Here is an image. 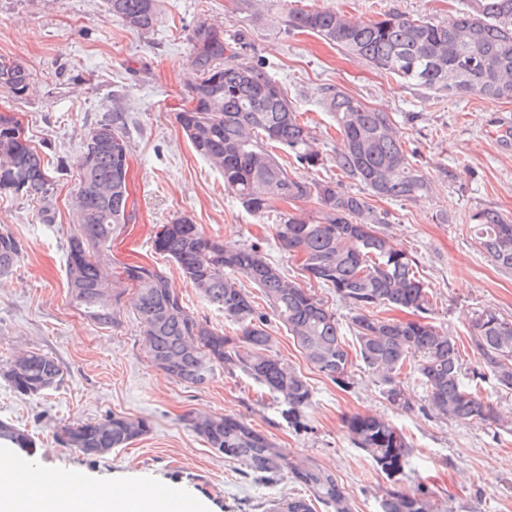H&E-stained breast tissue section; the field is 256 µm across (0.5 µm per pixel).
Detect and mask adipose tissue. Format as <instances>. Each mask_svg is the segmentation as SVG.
<instances>
[{
	"label": "adipose tissue",
	"instance_id": "ef3b65f1",
	"mask_svg": "<svg viewBox=\"0 0 512 512\" xmlns=\"http://www.w3.org/2000/svg\"><path fill=\"white\" fill-rule=\"evenodd\" d=\"M171 488L143 486L129 490L121 485L90 482L74 489L48 480L28 494L14 496L0 478V512H167Z\"/></svg>",
	"mask_w": 512,
	"mask_h": 512
}]
</instances>
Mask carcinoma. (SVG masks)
Here are the masks:
<instances>
[{"label": "carcinoma", "mask_w": 512, "mask_h": 512, "mask_svg": "<svg viewBox=\"0 0 512 512\" xmlns=\"http://www.w3.org/2000/svg\"><path fill=\"white\" fill-rule=\"evenodd\" d=\"M108 14L137 33L160 23L158 0H104ZM285 30L314 34L371 67L403 83L456 98L479 96L512 100V0H472L448 21L432 22L405 12H385L368 22H354L339 12L282 8ZM190 63L198 81L190 86V106L176 121L193 149L224 175V189L254 215H274L276 239L288 256H300L304 277L331 288L351 305V329L365 370L380 384L385 400L403 413L419 408L458 422L486 426L504 423L499 403L482 398L464 381L454 337L429 315V292L418 276L415 257L396 247L376 229L386 223L368 197L415 201L429 183L403 148L400 132L387 113L369 108L334 86L322 89L326 111L333 114L344 142L336 168L364 185L367 193L345 189L333 179L305 180L288 173L277 148L304 169L323 161L313 146L309 125L278 82L262 66L228 52L224 32L201 22L189 37ZM30 74L15 57L0 55V92L14 98L31 91ZM124 116L113 112L89 131L78 160L75 186L78 224L67 243V278L72 302L91 322L121 324V293L112 307L97 303L100 288L124 280L135 289L134 315L154 367L175 381L200 388L223 367L239 371L278 399V417L295 432L311 429L312 392L305 377L272 353L270 321L283 325L305 358L341 389L351 385L352 361L336 313L310 288L286 279L257 248L225 244L206 236L187 217L162 226L155 250L168 255L204 300L236 326L235 335L196 318L167 276L149 264H126L114 273L108 251L129 222V145ZM25 131L10 113L0 112V191L39 202L41 220L52 224L55 212L45 204L52 177L39 154L20 140ZM315 197L316 215L297 217L276 203ZM478 246L500 267L512 270V219L483 208L469 216ZM24 248L9 231H0V275L20 262ZM264 294L268 311L259 310L237 277ZM406 309L417 320L400 321L377 309ZM470 340L477 355L471 381L490 375L512 391V319L494 308L476 314ZM411 364L425 389L416 404L401 381ZM5 376L21 396H35L60 386L65 372L59 361L30 351L9 364ZM209 447L239 465L244 478L265 483L285 479L308 489L275 501L266 512H352L351 499L336 476L314 464L298 463L285 448L241 417L224 415L188 419ZM350 443L366 453L391 483L379 500V512H432L431 491L398 486L409 465L411 446L390 421L353 414L344 422ZM147 432L142 420L108 414L94 422L70 424L58 442L91 457H103L131 445ZM0 442L32 454L34 438L0 421Z\"/></svg>", "instance_id": "cac0c4a2"}]
</instances>
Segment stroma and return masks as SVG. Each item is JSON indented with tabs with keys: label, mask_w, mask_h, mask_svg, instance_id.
<instances>
[{
	"label": "stroma",
	"mask_w": 512,
	"mask_h": 512,
	"mask_svg": "<svg viewBox=\"0 0 512 512\" xmlns=\"http://www.w3.org/2000/svg\"><path fill=\"white\" fill-rule=\"evenodd\" d=\"M277 2L262 0L257 10L249 0H160L159 26L139 34L108 15L103 0H0V54L21 60L32 82L27 97L0 93V111L20 119L57 183L49 199L55 212L51 224L42 223L37 203L0 194V228L24 246L21 262L0 277V420L50 448L48 467L77 472L80 479L136 488L167 485L190 497L191 512H265L270 500L303 493V486L242 478L187 423L191 416L241 415L296 460L334 473L353 512H378L389 483L353 447L344 427L349 415H377L409 438L413 454L400 485L429 487L434 512H512V393L500 390L494 379L483 381L480 393L499 403L503 427L405 414L386 402L360 361L352 363V385L339 389L274 321L269 326L274 354L301 371L312 390V429L297 434L279 423L274 397L244 375L219 368L205 387L194 389L154 367L134 320L133 292L122 295L121 325L111 329L84 318L67 294L77 160L88 132L115 110L128 119L133 211L113 244L116 263L162 269L196 317L228 334L233 327L223 314L185 281L172 260L155 251L158 225L188 217L209 237L259 247L288 278L300 281L298 265L281 249L272 224L247 213L225 191L222 173L194 151L175 119L196 80L189 37L204 22L223 30L231 50L261 63L308 118L323 164L315 171L300 170L304 179L330 177L353 191L361 189L336 167L341 139L323 107L322 87L334 85L388 113L431 189L411 202L374 197L370 203L387 216L381 232L415 256L432 296L433 322L458 338L465 368L476 360L469 342L476 311L492 307L512 318V271L499 268L476 245L468 221L482 208L512 218V137L496 123L497 113H512V101L460 100L404 85L317 36L284 31ZM467 2L296 0L295 5L365 21L395 10L438 22ZM31 350L57 358L66 376L57 389L23 398L4 372L16 356ZM112 412L146 421L148 432L96 459L58 444L61 426Z\"/></svg>",
	"instance_id": "1"
}]
</instances>
